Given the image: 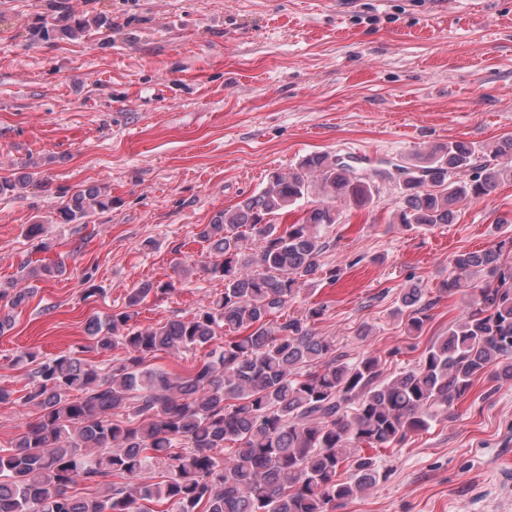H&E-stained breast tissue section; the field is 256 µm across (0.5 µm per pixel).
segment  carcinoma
I'll use <instances>...</instances> for the list:
<instances>
[{"label": "carcinoma", "instance_id": "carcinoma-1", "mask_svg": "<svg viewBox=\"0 0 512 512\" xmlns=\"http://www.w3.org/2000/svg\"><path fill=\"white\" fill-rule=\"evenodd\" d=\"M43 27L45 38H72L87 24L71 7ZM474 143L439 144L423 163L398 165L397 224L432 230L454 223L457 208L490 196L512 180V136L477 162ZM32 176L0 178V196L26 188ZM379 186L353 166L321 152L299 166L268 175L262 187L217 211L197 236L215 261L204 264L224 280V292L191 318L135 329L136 307L162 288L141 283L125 310L86 326V349H125L103 375L83 358L37 361L24 403L37 416L8 449H0V512H334L385 478L363 446L394 448L449 417L475 381H512V230L497 226L491 247L462 251L439 294L463 292L464 309L434 337L418 364L389 377L381 356L353 358L308 323L324 313L312 306L290 316L288 302L318 279H336L321 256L325 229L340 223V206L364 208ZM317 198L301 220L282 226L275 216ZM112 206L106 187L88 183L58 210V223H77ZM55 266L29 269L46 280ZM30 289L0 285L15 310ZM396 314L416 339L435 303L412 284ZM209 351L190 375L151 368L158 352ZM234 445L224 461L214 449ZM349 464L351 475L338 479ZM84 490L77 491L78 486Z\"/></svg>", "mask_w": 512, "mask_h": 512}]
</instances>
